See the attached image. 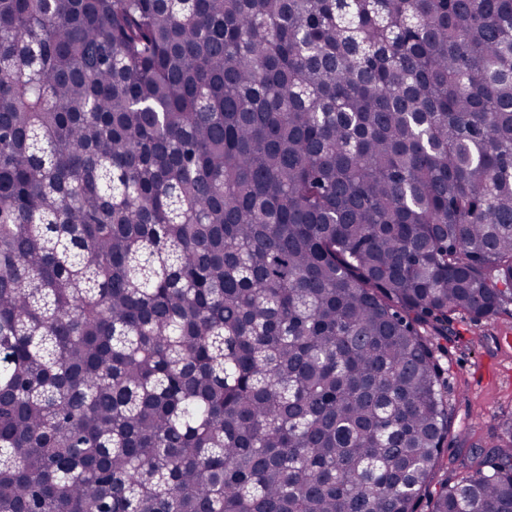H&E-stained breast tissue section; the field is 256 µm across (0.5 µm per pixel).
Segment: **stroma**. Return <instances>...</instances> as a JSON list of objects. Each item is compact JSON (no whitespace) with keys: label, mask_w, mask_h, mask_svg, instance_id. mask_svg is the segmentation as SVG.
<instances>
[{"label":"stroma","mask_w":512,"mask_h":512,"mask_svg":"<svg viewBox=\"0 0 512 512\" xmlns=\"http://www.w3.org/2000/svg\"><path fill=\"white\" fill-rule=\"evenodd\" d=\"M512 318L480 327L455 318L439 356L453 409L454 434L494 443L502 419L512 416Z\"/></svg>","instance_id":"35a3bbf8"}]
</instances>
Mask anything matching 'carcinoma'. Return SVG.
I'll use <instances>...</instances> for the list:
<instances>
[{"instance_id":"carcinoma-1","label":"carcinoma","mask_w":512,"mask_h":512,"mask_svg":"<svg viewBox=\"0 0 512 512\" xmlns=\"http://www.w3.org/2000/svg\"><path fill=\"white\" fill-rule=\"evenodd\" d=\"M503 314L512 0H0V512H512ZM453 328L440 341L445 353L438 354L453 409V435L481 437L491 446L501 420L512 416V319L505 315L497 324L480 327L455 316ZM501 336L508 345L500 344Z\"/></svg>"}]
</instances>
